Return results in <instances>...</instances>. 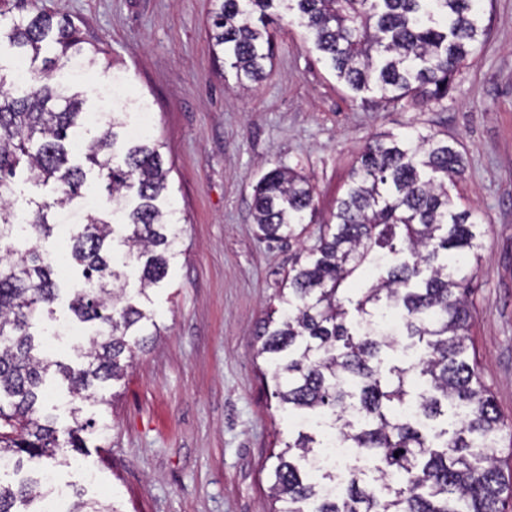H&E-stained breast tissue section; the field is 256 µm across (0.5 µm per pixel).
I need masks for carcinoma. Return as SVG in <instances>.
Returning a JSON list of instances; mask_svg holds the SVG:
<instances>
[{
    "label": "carcinoma",
    "mask_w": 512,
    "mask_h": 512,
    "mask_svg": "<svg viewBox=\"0 0 512 512\" xmlns=\"http://www.w3.org/2000/svg\"><path fill=\"white\" fill-rule=\"evenodd\" d=\"M215 2V59L238 83L260 82L273 62L269 21L278 5L297 14L351 90L402 107L448 97L489 31L478 0ZM7 14L11 25L0 36L29 60L32 78L14 93L0 72V188L11 187L23 166L30 180L56 192L50 202H34L22 228L14 208L0 206V461L13 463L17 474L25 459L68 466V450L85 447L83 435L94 433L95 423L80 418L76 402L91 398L93 382L120 380L125 359L160 335L144 305L180 250L174 211L160 207L169 174L161 141L142 136L118 145L123 120L114 112L85 143L82 162L69 163L84 101L52 84L51 72L78 58L92 68L101 50L85 51L79 31L36 10L34 0H0V16ZM48 44L53 56L39 59ZM93 171L112 210L87 213L62 260L46 249L54 230L49 214L71 204ZM461 172L460 152L436 134L375 136L318 245L295 257L285 279L288 308L279 320H264L259 354L267 355L282 409L307 420L311 431L272 453L270 512H501L504 423L468 344L485 230L449 194ZM252 210L263 238L289 242L314 211L313 188L276 166L255 186ZM64 262L82 267L84 285L69 308L93 327L89 347L77 349L86 361L80 368L33 353L30 329L53 313ZM130 266L139 280L132 293L117 286ZM52 366L75 401L63 442L38 409ZM408 404L417 406V418L403 413ZM326 428L371 457L374 486H360L353 473L339 495L324 493L334 473L312 470L311 458L328 447ZM48 493L37 475L13 483L0 471V512H39ZM70 512L125 510L88 499Z\"/></svg>",
    "instance_id": "cac0c4a2"
}]
</instances>
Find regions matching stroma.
I'll return each instance as SVG.
<instances>
[{"label":"stroma","mask_w":512,"mask_h":512,"mask_svg":"<svg viewBox=\"0 0 512 512\" xmlns=\"http://www.w3.org/2000/svg\"><path fill=\"white\" fill-rule=\"evenodd\" d=\"M100 47L111 68L60 71L87 114L126 106L121 140L148 113L163 141L166 199L180 253L151 293L161 329L125 379L101 387L83 417L107 425L77 466L61 469L60 512L75 489L124 512H267L271 448L295 438L261 375L259 324L280 305L299 248L335 212L364 143L387 132L457 140L463 171L449 192L486 233L471 295L470 339L506 426L500 467L512 481V0H484L490 33L442 104L375 105L339 82L293 15L280 18L267 77L249 89L218 75L208 18L213 0H35ZM277 165L305 174L315 211L300 243L265 242L251 217L254 187Z\"/></svg>","instance_id":"35a3bbf8"}]
</instances>
